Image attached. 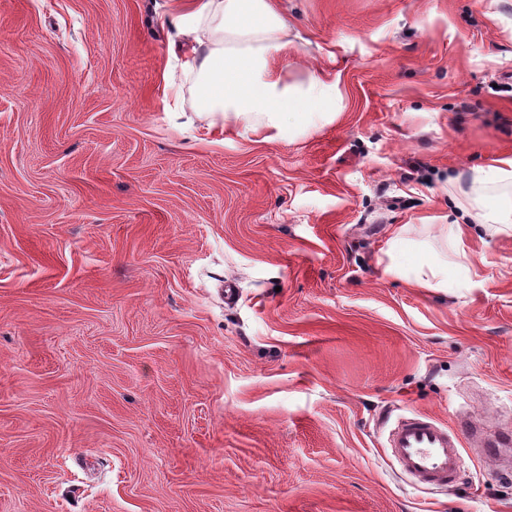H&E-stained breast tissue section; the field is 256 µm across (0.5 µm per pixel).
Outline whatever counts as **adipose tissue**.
I'll use <instances>...</instances> for the list:
<instances>
[{
  "instance_id": "ef3b65f1",
  "label": "adipose tissue",
  "mask_w": 512,
  "mask_h": 512,
  "mask_svg": "<svg viewBox=\"0 0 512 512\" xmlns=\"http://www.w3.org/2000/svg\"><path fill=\"white\" fill-rule=\"evenodd\" d=\"M180 34L191 42L185 62L194 76L200 114L220 119L225 130L284 131L292 116L307 112L336 91L335 84L311 77L305 88L288 85L276 66L291 47L289 23L277 0H187L173 17ZM512 182V157L473 167L457 203L463 215L495 232L512 230V208L481 211L489 187ZM446 257L418 267L414 276L426 288L448 285L449 266L466 258L460 228L445 225Z\"/></svg>"
}]
</instances>
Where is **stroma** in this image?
Instances as JSON below:
<instances>
[{
	"instance_id": "obj_1",
	"label": "stroma",
	"mask_w": 512,
	"mask_h": 512,
	"mask_svg": "<svg viewBox=\"0 0 512 512\" xmlns=\"http://www.w3.org/2000/svg\"><path fill=\"white\" fill-rule=\"evenodd\" d=\"M175 0H0V512H512L399 416L512 428V232L455 180L512 156V0H283L277 67L341 97L210 130ZM463 224L480 276L413 271ZM459 439L435 418L413 413L398 420L387 441L397 463L414 480L446 485L460 468Z\"/></svg>"
}]
</instances>
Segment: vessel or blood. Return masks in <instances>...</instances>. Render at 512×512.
Listing matches in <instances>:
<instances>
[{
    "label": "vessel or blood",
    "instance_id": "vessel-or-blood-1",
    "mask_svg": "<svg viewBox=\"0 0 512 512\" xmlns=\"http://www.w3.org/2000/svg\"><path fill=\"white\" fill-rule=\"evenodd\" d=\"M484 443L486 459H494L499 447L512 444V434L499 433L486 438L483 428L475 422L461 423L459 433H451L435 418L415 413L398 420L388 435V445L402 470L417 482L427 485L451 483L460 468L461 439Z\"/></svg>",
    "mask_w": 512,
    "mask_h": 512
}]
</instances>
